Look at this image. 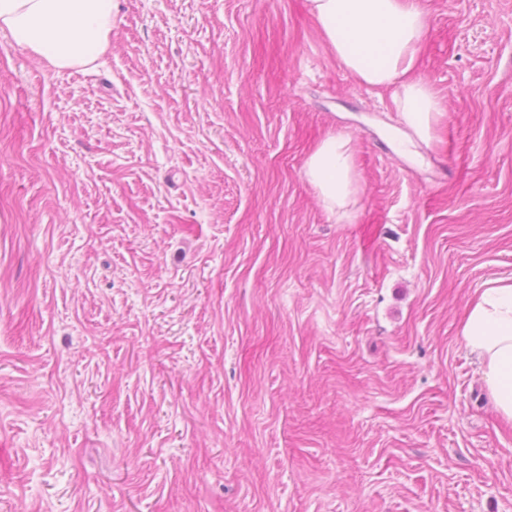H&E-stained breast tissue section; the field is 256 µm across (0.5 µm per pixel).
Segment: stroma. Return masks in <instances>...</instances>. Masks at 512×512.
Here are the masks:
<instances>
[{"instance_id":"stroma-1","label":"stroma","mask_w":512,"mask_h":512,"mask_svg":"<svg viewBox=\"0 0 512 512\" xmlns=\"http://www.w3.org/2000/svg\"><path fill=\"white\" fill-rule=\"evenodd\" d=\"M419 2L414 157L307 0H115L81 70L0 33V512H512L460 336L512 277V0ZM303 173L327 210L351 219L349 206L361 185L350 136L334 133L324 137L308 155Z\"/></svg>"}]
</instances>
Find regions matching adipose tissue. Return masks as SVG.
Instances as JSON below:
<instances>
[{"mask_svg":"<svg viewBox=\"0 0 512 512\" xmlns=\"http://www.w3.org/2000/svg\"><path fill=\"white\" fill-rule=\"evenodd\" d=\"M338 63L358 82L391 87L399 121L414 141L430 143L446 116L434 90L415 74L428 16L417 0H308ZM113 0H0V30L12 43L62 70L90 65L111 45ZM304 177L327 210L350 217L361 190L350 136L324 137ZM495 409L512 422V278L478 288L461 327Z\"/></svg>","mask_w":512,"mask_h":512,"instance_id":"1","label":"adipose tissue"}]
</instances>
